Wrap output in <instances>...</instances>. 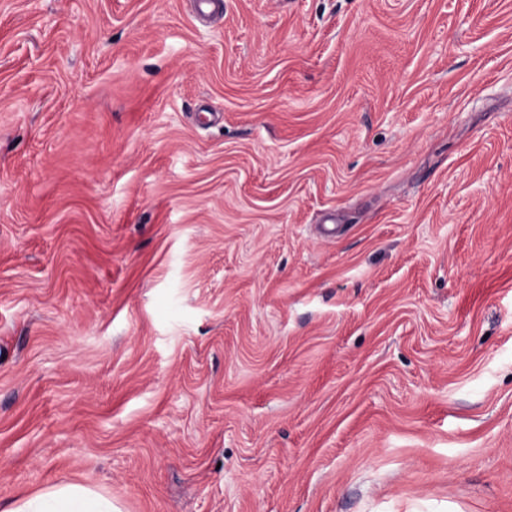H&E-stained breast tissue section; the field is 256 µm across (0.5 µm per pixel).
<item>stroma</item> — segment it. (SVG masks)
Returning a JSON list of instances; mask_svg holds the SVG:
<instances>
[{
    "instance_id": "1",
    "label": "stroma",
    "mask_w": 512,
    "mask_h": 512,
    "mask_svg": "<svg viewBox=\"0 0 512 512\" xmlns=\"http://www.w3.org/2000/svg\"><path fill=\"white\" fill-rule=\"evenodd\" d=\"M0 0V504L512 512V0ZM1 512H119L112 497L94 488L63 483L30 496L14 499Z\"/></svg>"
}]
</instances>
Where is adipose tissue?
<instances>
[{"instance_id": "ef3b65f1", "label": "adipose tissue", "mask_w": 512, "mask_h": 512, "mask_svg": "<svg viewBox=\"0 0 512 512\" xmlns=\"http://www.w3.org/2000/svg\"><path fill=\"white\" fill-rule=\"evenodd\" d=\"M0 512H119L111 496L94 488L63 483L39 493L14 499L0 506Z\"/></svg>"}]
</instances>
